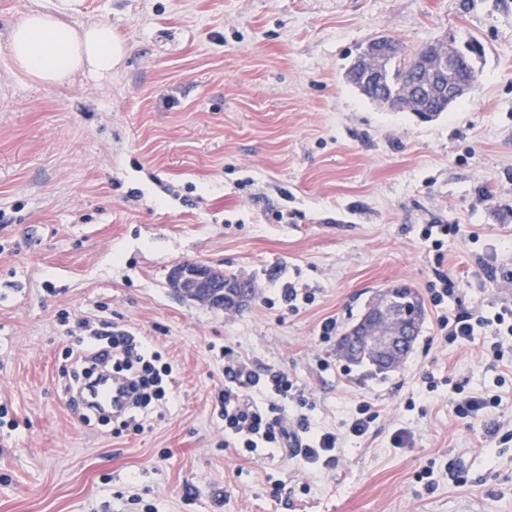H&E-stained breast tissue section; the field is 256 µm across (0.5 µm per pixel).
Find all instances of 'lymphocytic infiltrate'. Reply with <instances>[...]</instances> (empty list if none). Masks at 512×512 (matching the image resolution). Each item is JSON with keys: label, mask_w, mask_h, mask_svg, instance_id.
Masks as SVG:
<instances>
[{"label": "lymphocytic infiltrate", "mask_w": 512, "mask_h": 512, "mask_svg": "<svg viewBox=\"0 0 512 512\" xmlns=\"http://www.w3.org/2000/svg\"><path fill=\"white\" fill-rule=\"evenodd\" d=\"M438 325L442 337L450 343L468 342L477 331H485L486 352L500 360L504 357L501 339L512 335V305H501L490 314L481 311L445 314L440 316ZM102 351L111 354L113 373L132 382L133 413L112 424L113 434L119 435L138 419L148 418L169 403L168 378L172 367L160 364L159 353L142 337L118 328L97 330L78 338L67 351L71 366L62 372L66 393H73L84 384L87 376L81 369L82 363ZM219 356L224 362V388L217 393L215 401L224 420L225 437L233 439L238 447L252 451L289 443L297 448L305 463L336 466L335 433L312 430L303 418L290 428L283 424L287 403L305 399L297 381L279 370H259L228 347L221 349Z\"/></svg>", "instance_id": "f902f5d3"}]
</instances>
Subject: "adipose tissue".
<instances>
[{"label":"adipose tissue","instance_id":"adipose-tissue-1","mask_svg":"<svg viewBox=\"0 0 512 512\" xmlns=\"http://www.w3.org/2000/svg\"><path fill=\"white\" fill-rule=\"evenodd\" d=\"M65 8L52 4L30 11L8 33L12 75L55 86L75 75L111 78L125 55L122 38L104 22L73 25Z\"/></svg>","mask_w":512,"mask_h":512}]
</instances>
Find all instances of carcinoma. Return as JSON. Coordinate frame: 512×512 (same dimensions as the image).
I'll list each match as a JSON object with an SVG mask.
<instances>
[{"label": "carcinoma", "mask_w": 512, "mask_h": 512, "mask_svg": "<svg viewBox=\"0 0 512 512\" xmlns=\"http://www.w3.org/2000/svg\"><path fill=\"white\" fill-rule=\"evenodd\" d=\"M469 47L481 46L473 35L464 41L450 33L448 38L434 44H427L411 54L404 51L400 43H395L391 54L382 58L360 50L350 63L346 77L357 88L366 92V97L374 102L387 105L393 109L412 110L414 112L431 111L435 114L448 111L447 102L438 96V88L430 87L424 82L420 73L423 64L448 56V50L459 44ZM483 51L472 53L464 67L455 70L454 80H468L479 72L477 63Z\"/></svg>", "instance_id": "1"}]
</instances>
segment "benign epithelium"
Masks as SVG:
<instances>
[{
    "label": "benign epithelium",
    "mask_w": 512,
    "mask_h": 512,
    "mask_svg": "<svg viewBox=\"0 0 512 512\" xmlns=\"http://www.w3.org/2000/svg\"><path fill=\"white\" fill-rule=\"evenodd\" d=\"M458 64L457 56L435 60L427 77L434 80L445 70ZM171 290L179 297L214 308L236 307L246 301L250 285L229 276L224 270L204 264L178 263L168 275ZM418 315L406 307L396 310L385 294L379 295L367 309L365 316L349 331V344L343 353L350 357L363 349L388 368L398 367L405 359L418 330Z\"/></svg>",
    "instance_id": "7a95c632"
}]
</instances>
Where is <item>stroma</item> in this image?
Returning a JSON list of instances; mask_svg holds the SVG:
<instances>
[{
  "label": "stroma",
  "mask_w": 512,
  "mask_h": 512,
  "mask_svg": "<svg viewBox=\"0 0 512 512\" xmlns=\"http://www.w3.org/2000/svg\"><path fill=\"white\" fill-rule=\"evenodd\" d=\"M46 2L0 0V512H512V360L480 335L442 343L428 292L442 271L449 312L512 302V0H77L69 21L111 23L128 51L111 82L56 86L9 73V28ZM451 32L484 57L438 116L345 77L371 38L411 53ZM430 224L460 230L436 248ZM184 261L252 298L176 297ZM400 284L426 302L400 367L339 358L322 323L344 331ZM291 285L311 301L284 304ZM106 322L173 366L172 403L139 433L79 423L59 385L72 337ZM225 345L298 381L290 411L336 433L335 468L225 447ZM461 389L502 402L469 423ZM362 400L375 419L356 437Z\"/></svg>",
  "instance_id": "obj_1"
}]
</instances>
